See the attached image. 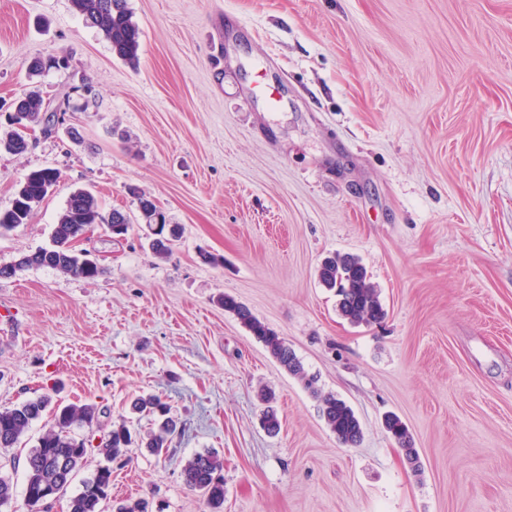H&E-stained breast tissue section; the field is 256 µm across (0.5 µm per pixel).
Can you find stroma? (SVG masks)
Masks as SVG:
<instances>
[{"label": "stroma", "instance_id": "1", "mask_svg": "<svg viewBox=\"0 0 512 512\" xmlns=\"http://www.w3.org/2000/svg\"><path fill=\"white\" fill-rule=\"evenodd\" d=\"M128 6L135 67L72 0H0V132L28 91L64 111L26 152H0V210L31 170L61 175L29 223L0 232V267L50 247L75 190L131 220L124 237L96 224L78 240L104 268L95 279L0 278V409L51 392L144 432L131 403L161 395L172 443L130 449L110 498L163 512H205L181 471L206 451L224 461V512H512V0ZM48 54L67 67L31 73ZM142 197L182 227L166 257L148 246ZM333 252L361 259L382 323L339 315L317 277ZM226 295L353 408L357 447ZM384 425L388 433L403 451L405 461L409 468L416 475L422 472V464L417 448L414 447L412 435L407 425L397 416L388 415L385 417Z\"/></svg>", "mask_w": 512, "mask_h": 512}]
</instances>
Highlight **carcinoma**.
Here are the masks:
<instances>
[{"label":"carcinoma","instance_id":"obj_1","mask_svg":"<svg viewBox=\"0 0 512 512\" xmlns=\"http://www.w3.org/2000/svg\"><path fill=\"white\" fill-rule=\"evenodd\" d=\"M72 3L86 25L102 31L118 58L132 65L138 62L140 32L132 21L127 0H72ZM16 103L25 117L42 123L43 133L49 135L55 131V126L44 121V102L39 95L30 92ZM27 147L28 143L16 131L0 138V148L8 152L20 154ZM56 175L57 172L50 168L30 171L18 185L11 208L0 210V229L8 230L28 223L35 208L47 196V184ZM105 220L106 215L93 194L84 190L73 192L54 225L52 246L24 254L10 267H0V278H8L16 270L30 267H48L65 275L96 278L104 273V269L87 260L84 253L72 247V243L85 234L89 225L102 224ZM176 234L177 225L160 224L154 231V253L164 257ZM318 277L322 286L335 291L338 310L351 323L371 325L384 318L385 310L379 299V291L358 258L339 253L327 256L321 262ZM221 303L225 311L233 314L262 343L283 370L303 384L318 402L321 418L337 441L345 447L358 445L363 437V429L354 410L335 394L323 392L317 376L309 373L285 340L254 316L248 307L228 295L221 298ZM135 407L159 419L157 430L141 437L139 447L152 452L169 447L176 422L169 417L168 406L162 398L153 394L142 396L137 399ZM44 413L52 415L53 425L38 437L36 445L23 460L12 459L13 464L22 465L24 500L28 512H43V499L49 494L57 498L65 494L73 478L84 467L92 448H97L107 461L113 462L124 458L133 443L130 429L121 423L112 425L104 432L99 445H92V439L80 438L76 431L100 427V417L105 415V410L95 403L58 404L50 395L44 394L0 409V451H7L19 444ZM384 425L403 451L411 471L421 474L420 456L407 425L396 415L386 416ZM223 469L224 461L215 452L196 454L183 465L184 484L201 494L207 512H224ZM111 489L112 468L101 466L83 480L82 489L70 498L69 512H104L100 504L109 499ZM112 509L113 512H153L151 502L145 498L123 500L113 505Z\"/></svg>","mask_w":512,"mask_h":512}]
</instances>
